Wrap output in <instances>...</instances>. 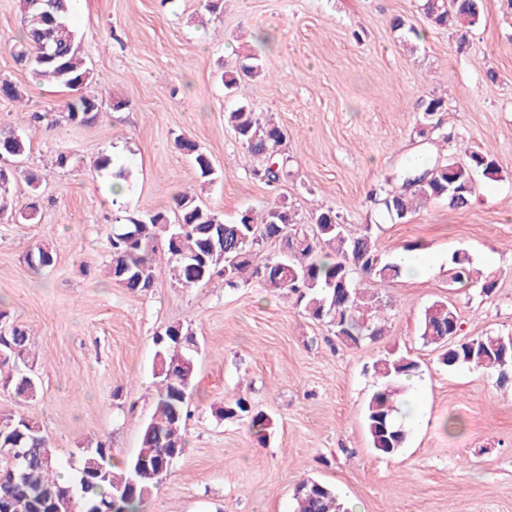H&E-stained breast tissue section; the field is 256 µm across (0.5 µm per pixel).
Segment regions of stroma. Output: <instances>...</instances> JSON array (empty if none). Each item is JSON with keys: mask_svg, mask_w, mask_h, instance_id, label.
Here are the masks:
<instances>
[{"mask_svg": "<svg viewBox=\"0 0 512 512\" xmlns=\"http://www.w3.org/2000/svg\"><path fill=\"white\" fill-rule=\"evenodd\" d=\"M485 4L479 25L457 31L433 26L421 0H221L212 14L202 0H78L85 90L126 107L77 126L65 118L68 91L14 61L19 0H0V80L23 97L0 98V130L18 129L32 147L12 184L15 207L29 200L27 171L42 178L38 223H0V308L32 332L40 392L23 401L0 388V413L37 422L71 462L97 441L113 463L131 459L154 406L153 337L179 323L198 348L192 416L183 454L142 512H291L307 477L336 487L349 512H512V383L448 369L419 338L436 301L456 309L463 337L512 336V0ZM250 57L260 74L227 92L222 72ZM431 98L444 106L427 126L418 104ZM242 103L288 132L277 187L254 176L260 160L224 122ZM34 111L54 127L17 125V113ZM180 135L208 154L214 183L175 147ZM464 144L500 169L498 180L477 177L466 207L433 201L394 223L372 202L379 189H400L411 159L456 160ZM61 152L81 171L58 168ZM103 154L134 172L115 198L89 172ZM185 191L228 222L285 202L306 224L314 207L328 208L350 231L371 226L385 258L416 242L446 259L463 249L498 284L487 295L451 283L445 265L378 284L392 302L385 335L356 349L309 319L296 295L254 278L190 289L164 274L146 293L112 283L115 217L169 212ZM39 244L55 262L35 271L26 254ZM389 351L419 364V418L393 456L372 448L364 423L372 364ZM240 397L247 413L216 415ZM257 413L270 421L263 444L250 431ZM451 416L458 426L448 431Z\"/></svg>", "mask_w": 512, "mask_h": 512, "instance_id": "35a3bbf8", "label": "stroma"}]
</instances>
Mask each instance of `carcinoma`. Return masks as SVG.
I'll return each mask as SVG.
<instances>
[{"mask_svg":"<svg viewBox=\"0 0 512 512\" xmlns=\"http://www.w3.org/2000/svg\"><path fill=\"white\" fill-rule=\"evenodd\" d=\"M50 13L29 0H20L24 26L10 46L17 63L27 67L35 78L62 86L72 92L65 104L66 118L84 125V114L98 113L102 100L83 92L90 69L81 53L78 36L70 23L72 0H53ZM422 10L438 27L471 28L480 23L484 0H424ZM48 46L56 60L43 59ZM260 72V65L245 63L241 71H226L221 79L224 88L233 91L240 74ZM422 121L432 124L443 109L437 98L419 103ZM238 143L251 156L262 160L254 175L269 186L277 185L287 175L288 157L282 153L287 131L272 120L261 117L247 105L224 113ZM177 148L190 155L202 183L215 181V169L209 157L186 137L175 139ZM30 142L9 131L0 134V220L14 224H35L39 216L41 181L31 173L27 183L31 202L20 210L7 211V199L15 178V163L28 158ZM465 159L430 164L421 158L411 161L406 170L403 189L385 191L381 199L391 220L401 222L414 211L415 200H446L451 208L468 205L475 192L476 173L496 179L498 168L488 154L464 150ZM93 172L111 179L109 191L132 179V171L117 156L96 159ZM174 219L162 212L142 218L143 224L112 225L108 276L118 286L144 293L154 286L163 270L156 258L167 255L168 271L183 288L208 284L215 276H224L225 284L234 288L239 279L249 275L264 287L287 291L298 296L307 315L334 329L336 337L352 347L384 336L383 310L389 302L368 284L392 281L402 274L401 267L379 254L371 226L349 233L330 209L312 213L313 227L297 222L296 214L286 203L267 208L258 215L247 209L237 221L224 222L196 193H182L173 198ZM224 226V247L211 245L213 228ZM281 239L288 251L289 275L280 264L283 256H259L263 244ZM52 250L45 244L27 253V264L39 270L53 264ZM481 282L484 292L496 288L495 275L473 267L469 255L456 252L451 258L449 280L464 284ZM461 323L457 311L443 301H436L423 312L419 322L424 344L441 350V362L449 367H472L497 373L498 380L512 379V338L502 335L471 337L448 341L459 336ZM7 357L0 358V386L12 389L22 400L38 395V377L31 373L37 361L31 349L29 328L15 321L7 322ZM157 357L153 376L157 391L154 410L143 425L137 454L121 467L110 463L111 449L102 442L92 450L82 451L80 463L71 477H63L62 458L33 421L14 414L0 415V512H141V504L170 474L174 462L185 450V428L191 417L189 397L195 386L197 371L186 364H196L191 335L180 324L167 326L154 336ZM379 381L365 409V425L373 448L385 455H395L404 446L407 431L394 416L397 404L406 392L405 380L414 375L418 363L405 355L390 353L373 362ZM247 413L244 398L232 406L217 408L224 419ZM52 459L45 461L44 456ZM294 512H344L336 489L306 478L293 492Z\"/></svg>","mask_w":512,"mask_h":512,"instance_id":"1","label":"carcinoma"}]
</instances>
